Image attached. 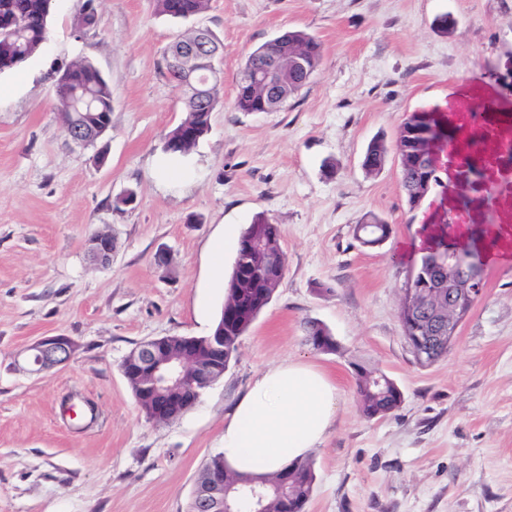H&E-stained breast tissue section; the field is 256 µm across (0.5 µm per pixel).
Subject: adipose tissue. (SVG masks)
<instances>
[{"label":"adipose tissue","instance_id":"ef3b65f1","mask_svg":"<svg viewBox=\"0 0 512 512\" xmlns=\"http://www.w3.org/2000/svg\"><path fill=\"white\" fill-rule=\"evenodd\" d=\"M338 409V389L324 371L300 360L270 366L224 418V461L244 476L278 472L324 440Z\"/></svg>","mask_w":512,"mask_h":512}]
</instances>
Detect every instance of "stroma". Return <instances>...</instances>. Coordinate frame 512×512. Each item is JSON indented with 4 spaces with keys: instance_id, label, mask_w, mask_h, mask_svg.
<instances>
[{
    "instance_id": "stroma-1",
    "label": "stroma",
    "mask_w": 512,
    "mask_h": 512,
    "mask_svg": "<svg viewBox=\"0 0 512 512\" xmlns=\"http://www.w3.org/2000/svg\"><path fill=\"white\" fill-rule=\"evenodd\" d=\"M83 0H56L48 40L0 73V512H190L196 478L220 451L224 418L255 374L284 359L324 369L339 412L309 459L307 512H512V260L485 262V293L446 355L419 364L397 316L409 277L399 256L425 224L512 227V162L496 141L497 201L460 206L461 184L439 146L441 181L410 207L396 155L361 166L369 143L394 145L407 113L498 102L485 73H512V0H209L186 20L153 0H97L99 30L79 34ZM457 24L441 34L437 16ZM222 42L223 107L194 150L172 157L164 135L184 116L164 52L187 29ZM288 30L322 45L309 83L279 111L240 112L248 55ZM88 58L112 86V128L80 148L55 112L59 67ZM104 160H97V153ZM137 198L114 207L127 191ZM373 213L389 238L354 236ZM279 224L285 272L242 337L223 378L180 418L146 421L120 364L141 342L209 335L224 303L211 246L232 266L256 215ZM109 231L112 263L87 256ZM167 263H159V254ZM325 324L340 346L324 354L303 324ZM77 344L55 369L28 372L46 336ZM386 373L398 408L359 413L355 364ZM93 403L97 420L60 407Z\"/></svg>"
}]
</instances>
